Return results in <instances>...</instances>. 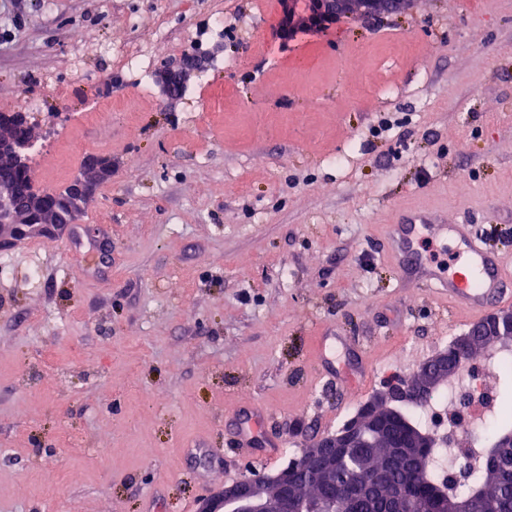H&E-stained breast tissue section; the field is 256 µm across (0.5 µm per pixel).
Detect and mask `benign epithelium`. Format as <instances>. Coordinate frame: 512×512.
I'll return each mask as SVG.
<instances>
[{
  "label": "benign epithelium",
  "mask_w": 512,
  "mask_h": 512,
  "mask_svg": "<svg viewBox=\"0 0 512 512\" xmlns=\"http://www.w3.org/2000/svg\"><path fill=\"white\" fill-rule=\"evenodd\" d=\"M408 0H278L279 30L287 36L298 28L317 29L336 19L346 17L354 12L367 16H379L397 13L404 9ZM21 147L15 142L12 133L0 128V161L16 162L21 159ZM112 169L104 159H93L88 162L84 171L71 181V198L63 201V206L71 212L84 207L90 194L86 188L93 174H106ZM40 206L38 193H32L23 205H5L0 198V230L16 224L23 219L29 209ZM487 335L495 338L485 351L489 355L512 342V309L505 308L491 312L473 324L469 330L455 337L449 348L432 355L419 364L416 369L417 378L390 379L384 390L379 392L373 401L396 404L398 402H423L439 385L446 373L458 376L464 369L473 364L470 347L474 337ZM392 415L373 416L368 406H363L354 422L333 435L321 436L313 440L304 449L298 461L302 463L304 472L309 479L318 483L336 465V449H345V457L353 459L356 449L362 445L360 434L365 429L376 433L388 434L384 423ZM438 445L433 434L412 435L410 441H402L405 448H416L421 457H426L427 449ZM292 470L283 469L275 476L268 478L257 474H246L236 481L224 485V489L203 499L200 512H288V496L281 490L288 487V477ZM395 512H433L424 499L399 496L396 499Z\"/></svg>",
  "instance_id": "1"
}]
</instances>
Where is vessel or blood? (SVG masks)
Masks as SVG:
<instances>
[{"label":"vessel or blood","instance_id":"obj_1","mask_svg":"<svg viewBox=\"0 0 512 512\" xmlns=\"http://www.w3.org/2000/svg\"><path fill=\"white\" fill-rule=\"evenodd\" d=\"M456 234L461 264L454 269L423 253L424 242L442 241ZM393 255L404 270L415 273L439 291L451 307L479 318L494 305L512 301V264L489 249L469 224H448L436 213L401 214L389 227Z\"/></svg>","mask_w":512,"mask_h":512}]
</instances>
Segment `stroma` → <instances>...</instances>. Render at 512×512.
I'll use <instances>...</instances> for the list:
<instances>
[{
	"mask_svg": "<svg viewBox=\"0 0 512 512\" xmlns=\"http://www.w3.org/2000/svg\"><path fill=\"white\" fill-rule=\"evenodd\" d=\"M276 15L0 0V112L36 142L58 125L34 185L82 172L76 142L112 163L79 230L0 247V512H198L412 375L471 321L395 264L396 211L512 260V0H409L286 41ZM186 53L201 67L170 93L158 73Z\"/></svg>",
	"mask_w": 512,
	"mask_h": 512,
	"instance_id": "35a3bbf8",
	"label": "stroma"
}]
</instances>
